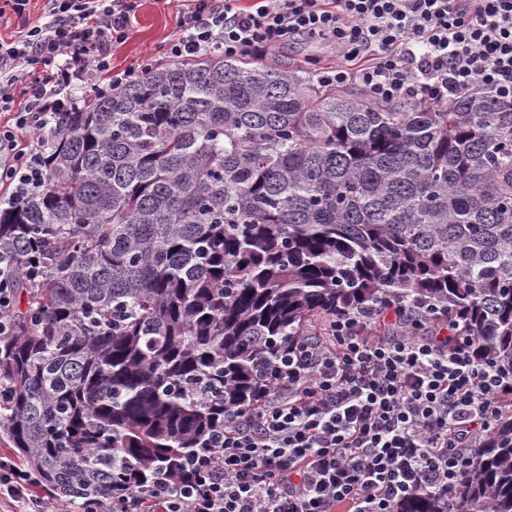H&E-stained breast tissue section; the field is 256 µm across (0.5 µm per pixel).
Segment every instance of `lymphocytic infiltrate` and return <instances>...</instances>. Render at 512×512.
I'll list each match as a JSON object with an SVG mask.
<instances>
[{
  "label": "lymphocytic infiltrate",
  "mask_w": 512,
  "mask_h": 512,
  "mask_svg": "<svg viewBox=\"0 0 512 512\" xmlns=\"http://www.w3.org/2000/svg\"><path fill=\"white\" fill-rule=\"evenodd\" d=\"M135 0H46L43 20L0 39V201L40 191L59 115L76 83L106 94L150 72L112 68ZM316 39L328 86L383 102L446 104L473 86L512 101V0H187L173 59L238 57ZM392 315L389 334L375 332ZM512 379L474 356L464 326L395 302L332 316L327 336L289 345L268 397L229 415L181 481L128 495L114 512H394L420 490L447 495L486 437ZM51 512L13 461L0 498Z\"/></svg>",
  "instance_id": "1"
}]
</instances>
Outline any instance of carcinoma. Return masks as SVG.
I'll return each instance as SVG.
<instances>
[{
	"label": "carcinoma",
	"instance_id": "cac0c4a2",
	"mask_svg": "<svg viewBox=\"0 0 512 512\" xmlns=\"http://www.w3.org/2000/svg\"><path fill=\"white\" fill-rule=\"evenodd\" d=\"M43 190L0 206V429L37 484L112 512L259 405L308 323L396 301L512 375V104L384 103L213 53L60 113ZM448 505L512 512V397Z\"/></svg>",
	"mask_w": 512,
	"mask_h": 512
}]
</instances>
